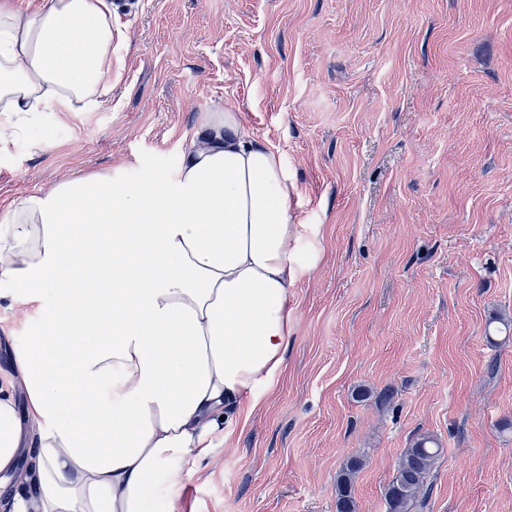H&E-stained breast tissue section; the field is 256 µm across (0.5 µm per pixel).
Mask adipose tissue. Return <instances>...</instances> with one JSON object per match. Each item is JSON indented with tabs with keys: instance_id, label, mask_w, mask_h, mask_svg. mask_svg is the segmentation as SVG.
<instances>
[{
	"instance_id": "obj_1",
	"label": "adipose tissue",
	"mask_w": 512,
	"mask_h": 512,
	"mask_svg": "<svg viewBox=\"0 0 512 512\" xmlns=\"http://www.w3.org/2000/svg\"><path fill=\"white\" fill-rule=\"evenodd\" d=\"M113 39L112 0H0V145L47 102L102 103ZM299 193L227 108L201 113L174 171L91 172L13 201L0 299L42 322L0 367L11 512H178L185 477L284 369Z\"/></svg>"
}]
</instances>
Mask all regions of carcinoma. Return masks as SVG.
<instances>
[{
	"label": "carcinoma",
	"mask_w": 512,
	"mask_h": 512,
	"mask_svg": "<svg viewBox=\"0 0 512 512\" xmlns=\"http://www.w3.org/2000/svg\"><path fill=\"white\" fill-rule=\"evenodd\" d=\"M443 453L438 440L422 435L400 458L395 475L385 492L387 512H409L414 501L427 492V477ZM362 466L361 458H350L337 481L336 512H356L351 496L352 477Z\"/></svg>",
	"instance_id": "obj_1"
}]
</instances>
